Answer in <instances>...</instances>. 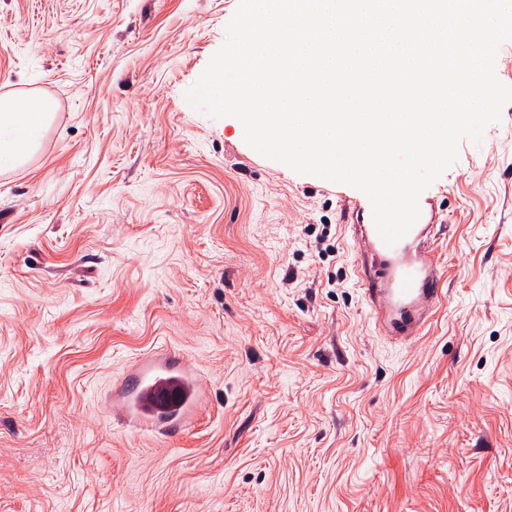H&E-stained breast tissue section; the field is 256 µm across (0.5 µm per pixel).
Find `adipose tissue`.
<instances>
[{"label": "adipose tissue", "mask_w": 512, "mask_h": 512, "mask_svg": "<svg viewBox=\"0 0 512 512\" xmlns=\"http://www.w3.org/2000/svg\"><path fill=\"white\" fill-rule=\"evenodd\" d=\"M51 101L0 97V169L23 164L37 148L53 117Z\"/></svg>", "instance_id": "1"}]
</instances>
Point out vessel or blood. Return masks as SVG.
<instances>
[{
    "instance_id": "obj_1",
    "label": "vessel or blood",
    "mask_w": 512,
    "mask_h": 512,
    "mask_svg": "<svg viewBox=\"0 0 512 512\" xmlns=\"http://www.w3.org/2000/svg\"><path fill=\"white\" fill-rule=\"evenodd\" d=\"M342 207L353 239L364 252L354 272L377 328L397 339L421 335L444 300L441 262L434 249V230L441 222L435 201L421 202L417 222L392 245L378 233L370 201L346 196ZM129 378L133 388L123 412L134 429L167 432L184 426L200 398L193 370L172 367L162 359L140 361Z\"/></svg>"
}]
</instances>
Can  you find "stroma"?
I'll list each match as a JSON object with an SVG mask.
<instances>
[{
    "label": "stroma",
    "mask_w": 512,
    "mask_h": 512,
    "mask_svg": "<svg viewBox=\"0 0 512 512\" xmlns=\"http://www.w3.org/2000/svg\"><path fill=\"white\" fill-rule=\"evenodd\" d=\"M239 0H0V91L56 111L0 172V512H512V103L422 196L423 336L375 330L335 182L186 99ZM193 367L194 420L117 410ZM129 378L133 388L123 402V412L132 429L168 432L183 427L200 399L193 370L187 366L174 368L167 360H142ZM167 393L174 397L168 398Z\"/></svg>",
    "instance_id": "obj_1"
}]
</instances>
